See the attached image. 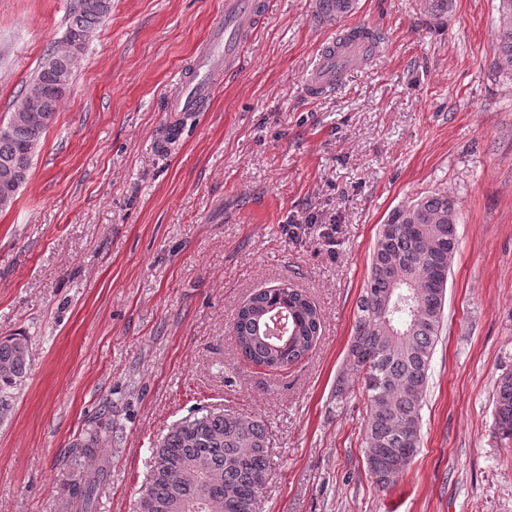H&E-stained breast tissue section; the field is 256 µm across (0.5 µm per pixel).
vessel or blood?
I'll return each mask as SVG.
<instances>
[{
  "label": "vessel or blood",
  "instance_id": "vessel-or-blood-1",
  "mask_svg": "<svg viewBox=\"0 0 512 512\" xmlns=\"http://www.w3.org/2000/svg\"><path fill=\"white\" fill-rule=\"evenodd\" d=\"M262 12L261 0H224V13L212 22L192 71L182 75L178 90L168 101L169 111L197 112L209 104L214 95L213 70L219 65L234 70ZM367 45V40L356 38L338 46H325L307 80L308 94L319 96L335 84L340 69L361 58Z\"/></svg>",
  "mask_w": 512,
  "mask_h": 512
}]
</instances>
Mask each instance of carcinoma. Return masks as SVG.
<instances>
[{
    "label": "carcinoma",
    "mask_w": 512,
    "mask_h": 512,
    "mask_svg": "<svg viewBox=\"0 0 512 512\" xmlns=\"http://www.w3.org/2000/svg\"><path fill=\"white\" fill-rule=\"evenodd\" d=\"M318 0L317 16L340 21L356 0ZM112 0H75L64 46L45 55L20 90L0 130V211L12 206L29 177L35 155L69 91L76 56L68 49L80 33L86 50L109 16ZM498 68L512 73V0H500ZM458 207L432 192L392 210L380 225L370 269L356 303L346 361L369 406L366 467L377 487L403 477L420 446L421 410L434 345L443 325L448 272L457 251ZM321 327L316 306L294 288H266L237 311L232 332L239 351L256 365L279 369L308 354ZM29 362L25 337L0 340V422L10 413L12 392ZM494 434L512 440V373L497 387ZM112 407L95 416L69 446L75 459L96 461L112 446ZM150 478L136 512H254L268 477L266 428L222 408L199 407L174 423L151 451ZM104 465L80 473L67 502H85L104 477Z\"/></svg>",
    "instance_id": "obj_1"
}]
</instances>
